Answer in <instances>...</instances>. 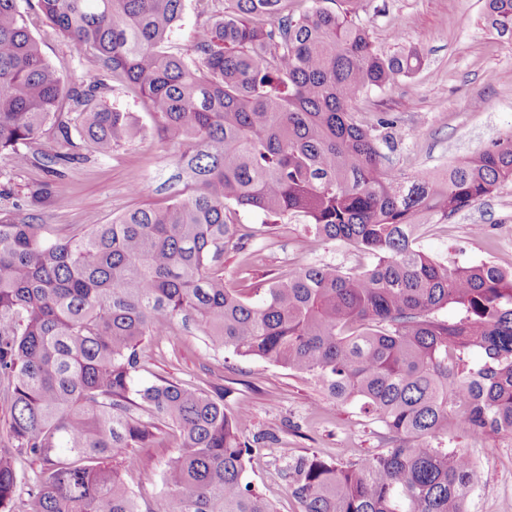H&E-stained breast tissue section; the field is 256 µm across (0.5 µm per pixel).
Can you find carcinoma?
I'll return each mask as SVG.
<instances>
[{
	"instance_id": "cac0c4a2",
	"label": "carcinoma",
	"mask_w": 512,
	"mask_h": 512,
	"mask_svg": "<svg viewBox=\"0 0 512 512\" xmlns=\"http://www.w3.org/2000/svg\"><path fill=\"white\" fill-rule=\"evenodd\" d=\"M339 2L296 14L288 0H224L186 59L168 49L185 0H38L55 32L99 61L69 84L18 0H0V153L57 181L139 137L130 113L97 105L110 76L163 119L195 186L53 241L0 215V512H275L247 477L263 439L242 437L246 417L224 411L223 391L137 381L142 345L177 323L312 380L387 430L392 447L346 466L280 449L300 512H469L482 472L437 440L450 427L512 434V271L448 266L418 231L512 181V133L444 173L394 168L377 145L390 119L367 126L352 104L412 76L424 55L379 52L353 20L362 0ZM484 19L512 40V0H484ZM48 128L52 146L32 149ZM239 209L299 218L372 264H303L234 288L220 258L255 237L233 220ZM448 307L456 318H438ZM164 427L177 453L166 492L147 500L122 474ZM24 457L41 463L32 477Z\"/></svg>"
}]
</instances>
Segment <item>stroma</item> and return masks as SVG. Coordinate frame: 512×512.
I'll return each instance as SVG.
<instances>
[{
    "label": "stroma",
    "mask_w": 512,
    "mask_h": 512,
    "mask_svg": "<svg viewBox=\"0 0 512 512\" xmlns=\"http://www.w3.org/2000/svg\"><path fill=\"white\" fill-rule=\"evenodd\" d=\"M26 23L43 54L67 81L96 70V56L79 50L56 34L37 0H19ZM224 0H186L183 20L172 36L173 53L190 54L197 30L223 11ZM483 0H363L357 23L368 28L375 47L391 54L398 46L394 31L424 53L421 68L391 89L372 90L354 104L358 118L376 123L390 115L381 152L391 165L409 173L447 169L482 150L493 138L512 131V42L486 27ZM103 106L130 113L145 136L117 146L111 155L91 157L74 165L61 184L69 198L57 209L42 187L46 174L37 167L16 169L0 156V210L15 213L43 227L46 238L69 233L74 225L108 224L136 207L162 204L193 194L194 186L177 179L173 146L156 135V120L137 92L114 85ZM141 193H132V184ZM236 218L253 230L250 254L226 252L224 276L237 288L283 273L301 264L330 263L345 270L369 265L340 241L313 238L296 218L273 221L247 210ZM483 226L484 234L473 231ZM419 246L448 265L491 262L512 269V182L502 183L489 197L432 225ZM142 379L161 376L224 391L228 413L247 412L246 437L263 436L265 451L248 469V479L277 512H299L281 474V449L292 455L318 454L345 463L391 447L384 428L352 406L326 398L313 382L287 369L213 349L197 331L175 326L143 349ZM445 447L470 454L483 471L473 492L471 512H512V434L474 438L450 431ZM140 464L125 480L145 498L165 490V470L176 454L173 438L160 436L154 447L138 449Z\"/></svg>",
    "instance_id": "obj_1"
}]
</instances>
